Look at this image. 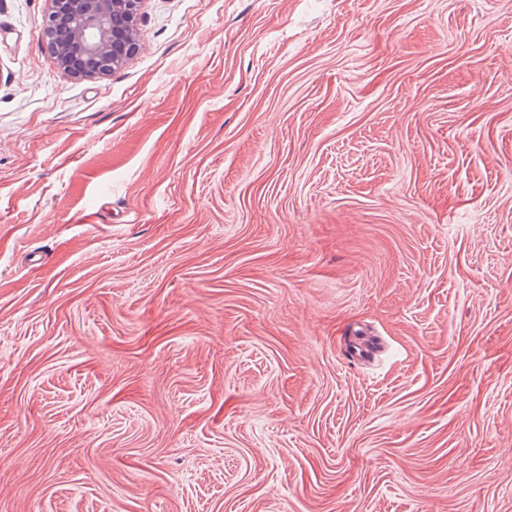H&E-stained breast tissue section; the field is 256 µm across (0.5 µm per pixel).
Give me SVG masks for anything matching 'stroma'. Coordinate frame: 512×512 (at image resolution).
<instances>
[{
    "mask_svg": "<svg viewBox=\"0 0 512 512\" xmlns=\"http://www.w3.org/2000/svg\"><path fill=\"white\" fill-rule=\"evenodd\" d=\"M0 0V512H512V0ZM141 0H50L42 20L47 46L63 70L75 59L84 77L105 75L133 48L131 20ZM61 35L56 30L60 23ZM128 49L129 52H128Z\"/></svg>",
    "mask_w": 512,
    "mask_h": 512,
    "instance_id": "35a3bbf8",
    "label": "stroma"
}]
</instances>
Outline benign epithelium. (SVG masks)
I'll list each match as a JSON object with an SVG mask.
<instances>
[{"instance_id":"benign-epithelium-1","label":"benign epithelium","mask_w":512,"mask_h":512,"mask_svg":"<svg viewBox=\"0 0 512 512\" xmlns=\"http://www.w3.org/2000/svg\"><path fill=\"white\" fill-rule=\"evenodd\" d=\"M141 0H50L42 20L47 46L60 68L72 61L78 75H105L133 48L131 19Z\"/></svg>"}]
</instances>
